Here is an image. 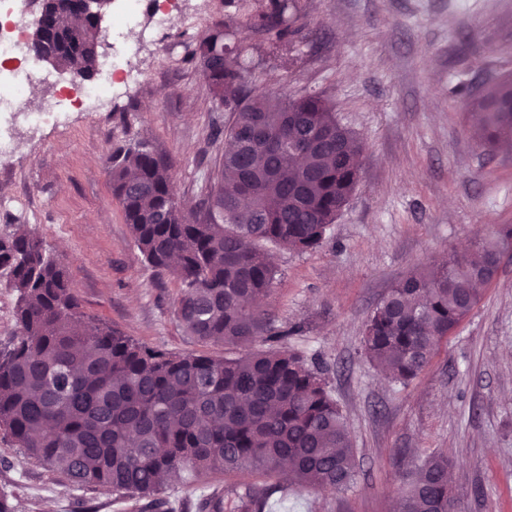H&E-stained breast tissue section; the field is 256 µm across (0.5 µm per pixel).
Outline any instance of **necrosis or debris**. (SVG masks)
I'll return each mask as SVG.
<instances>
[{"label":"necrosis or debris","instance_id":"obj_1","mask_svg":"<svg viewBox=\"0 0 512 512\" xmlns=\"http://www.w3.org/2000/svg\"><path fill=\"white\" fill-rule=\"evenodd\" d=\"M17 0H0V158L13 156L18 148L15 128L24 122L32 126L64 124L71 109L86 103L121 96L135 84L145 82V73L134 59L142 43L164 31L168 15L160 0H120L111 30L105 37L112 47L110 60L97 77L68 87L41 106L28 104L34 86L52 85L48 72L36 63L29 49L30 39Z\"/></svg>","mask_w":512,"mask_h":512}]
</instances>
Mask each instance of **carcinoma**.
<instances>
[{
	"instance_id": "carcinoma-1",
	"label": "carcinoma",
	"mask_w": 512,
	"mask_h": 512,
	"mask_svg": "<svg viewBox=\"0 0 512 512\" xmlns=\"http://www.w3.org/2000/svg\"><path fill=\"white\" fill-rule=\"evenodd\" d=\"M80 38L55 68L90 78L100 26L58 15ZM244 32L257 63L277 43L307 38L298 0H267L255 14L236 6L187 45L213 99L231 113L224 152L206 198L185 212L170 191V163L147 139L116 146L105 159L112 194L146 262L180 284L176 316L197 342L241 348L237 357L173 353L87 316L64 263L40 237L17 227L0 236V268L19 293L20 332L0 347V431L69 487L108 486L151 512H176L161 496L163 476L255 470L283 484L341 491L354 476V448L322 370L277 342L280 330L253 306L278 269L266 245L298 252L321 246L355 190L363 144L320 95L288 86L254 92L248 65L226 43ZM477 111L476 137L490 148L512 138V75L459 90ZM325 141L307 151L290 141ZM512 244L502 225L464 253L393 285L366 321L363 348L395 381L423 370L448 333L477 304ZM448 457L428 456L406 474L401 512H448ZM270 486L204 495L198 512H265Z\"/></svg>"
}]
</instances>
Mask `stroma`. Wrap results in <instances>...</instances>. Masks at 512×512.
Returning <instances> with one entry per match:
<instances>
[{"label": "stroma", "mask_w": 512, "mask_h": 512, "mask_svg": "<svg viewBox=\"0 0 512 512\" xmlns=\"http://www.w3.org/2000/svg\"><path fill=\"white\" fill-rule=\"evenodd\" d=\"M310 44L267 57L255 88L288 84L327 99L365 151L360 178L323 244L272 248L279 270L265 307L298 327L278 347L319 363L346 419L355 477L343 492L286 486L266 512H394L405 473L430 453L448 456L462 512H512V257L427 368L401 384L364 355L366 320L396 282L422 264L464 252L494 226L512 225V149H486L459 85L512 72V0H300ZM170 23L137 64L149 76L118 98L72 111L66 126L20 128L0 160V236L24 224L67 263L82 309L136 340L183 353L202 349L175 313L179 283L149 266L112 195L104 165L113 146L146 138L171 165L185 208L204 197L224 150L214 102L186 45L224 18V0H169ZM207 353L234 356L221 343ZM244 471L182 475L164 495L197 512L201 495L258 482ZM0 492L17 512H136L111 489H74L0 432Z\"/></svg>", "instance_id": "stroma-1"}]
</instances>
